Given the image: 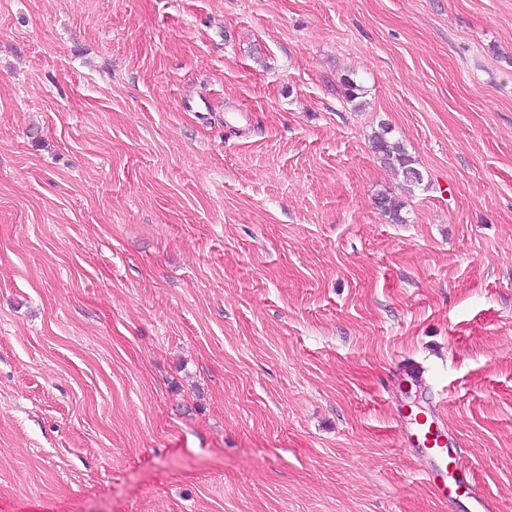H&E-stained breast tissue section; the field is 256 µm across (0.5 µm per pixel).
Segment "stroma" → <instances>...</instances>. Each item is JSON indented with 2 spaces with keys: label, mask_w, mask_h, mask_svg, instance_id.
Listing matches in <instances>:
<instances>
[{
  "label": "stroma",
  "mask_w": 512,
  "mask_h": 512,
  "mask_svg": "<svg viewBox=\"0 0 512 512\" xmlns=\"http://www.w3.org/2000/svg\"><path fill=\"white\" fill-rule=\"evenodd\" d=\"M407 397L512 512V0H0V512H448ZM391 132L390 127L381 125L380 131L373 136L372 148L384 165L402 177L406 190L414 191L423 182L422 173L403 143L389 136Z\"/></svg>",
  "instance_id": "obj_1"
}]
</instances>
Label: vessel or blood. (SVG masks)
I'll list each match as a JSON object with an SVG mask.
<instances>
[{
	"instance_id": "1",
	"label": "vessel or blood",
	"mask_w": 512,
	"mask_h": 512,
	"mask_svg": "<svg viewBox=\"0 0 512 512\" xmlns=\"http://www.w3.org/2000/svg\"><path fill=\"white\" fill-rule=\"evenodd\" d=\"M399 434L403 445L429 463V480L437 497L461 512H498L494 499L476 489L457 440L436 413L401 408Z\"/></svg>"
}]
</instances>
